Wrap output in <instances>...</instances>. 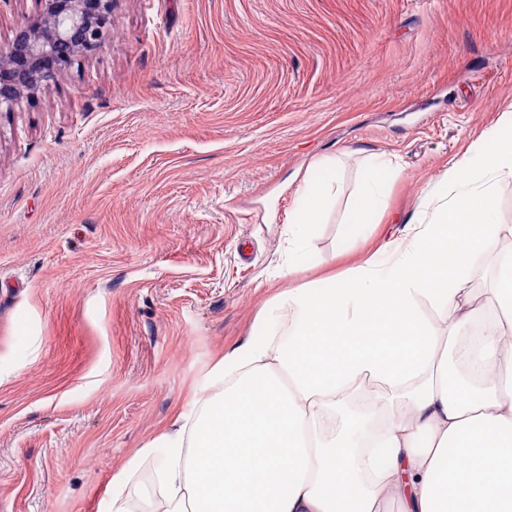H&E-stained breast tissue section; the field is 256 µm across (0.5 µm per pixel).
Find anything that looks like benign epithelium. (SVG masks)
Listing matches in <instances>:
<instances>
[{
	"mask_svg": "<svg viewBox=\"0 0 512 512\" xmlns=\"http://www.w3.org/2000/svg\"><path fill=\"white\" fill-rule=\"evenodd\" d=\"M36 17L0 50V110L54 83L78 56L95 54L112 20L114 0H37Z\"/></svg>",
	"mask_w": 512,
	"mask_h": 512,
	"instance_id": "7a95c632",
	"label": "benign epithelium"
}]
</instances>
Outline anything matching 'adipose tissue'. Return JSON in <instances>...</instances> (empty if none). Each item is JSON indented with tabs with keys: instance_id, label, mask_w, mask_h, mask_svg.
<instances>
[{
	"instance_id": "1",
	"label": "adipose tissue",
	"mask_w": 512,
	"mask_h": 512,
	"mask_svg": "<svg viewBox=\"0 0 512 512\" xmlns=\"http://www.w3.org/2000/svg\"><path fill=\"white\" fill-rule=\"evenodd\" d=\"M339 163L322 160L297 191L289 275L306 269ZM392 171L379 158L367 167L353 234L382 209ZM511 180L512 115L365 264L273 298L212 368L208 395L147 445L161 456L157 492L131 508V460L103 512H512V250L499 248L512 225L497 221ZM464 250L489 261V306L473 305Z\"/></svg>"
}]
</instances>
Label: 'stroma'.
I'll return each instance as SVG.
<instances>
[{
    "label": "stroma",
    "mask_w": 512,
    "mask_h": 512,
    "mask_svg": "<svg viewBox=\"0 0 512 512\" xmlns=\"http://www.w3.org/2000/svg\"><path fill=\"white\" fill-rule=\"evenodd\" d=\"M512 113V0H117L100 50L0 112V512H99L262 304L388 235L343 222L363 161L412 217ZM341 156L292 281L288 213Z\"/></svg>",
    "instance_id": "1"
}]
</instances>
